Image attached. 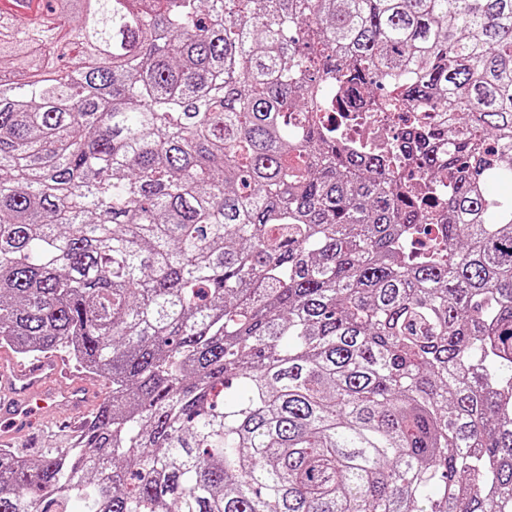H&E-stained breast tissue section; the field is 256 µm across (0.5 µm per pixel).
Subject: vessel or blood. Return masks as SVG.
<instances>
[{
  "mask_svg": "<svg viewBox=\"0 0 512 512\" xmlns=\"http://www.w3.org/2000/svg\"><path fill=\"white\" fill-rule=\"evenodd\" d=\"M100 401L98 379L72 374L59 357L0 352V446L32 442L40 419L78 428Z\"/></svg>",
  "mask_w": 512,
  "mask_h": 512,
  "instance_id": "vessel-or-blood-1",
  "label": "vessel or blood"
}]
</instances>
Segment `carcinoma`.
<instances>
[{
  "mask_svg": "<svg viewBox=\"0 0 512 512\" xmlns=\"http://www.w3.org/2000/svg\"><path fill=\"white\" fill-rule=\"evenodd\" d=\"M2 77L0 345L109 392L0 512H512V0H28ZM371 115L373 116L371 123L359 128L355 136L360 139L376 141L382 144L390 143L394 136V128L390 127L386 114L375 112Z\"/></svg>",
  "mask_w": 512,
  "mask_h": 512,
  "instance_id": "obj_1",
  "label": "carcinoma"
}]
</instances>
